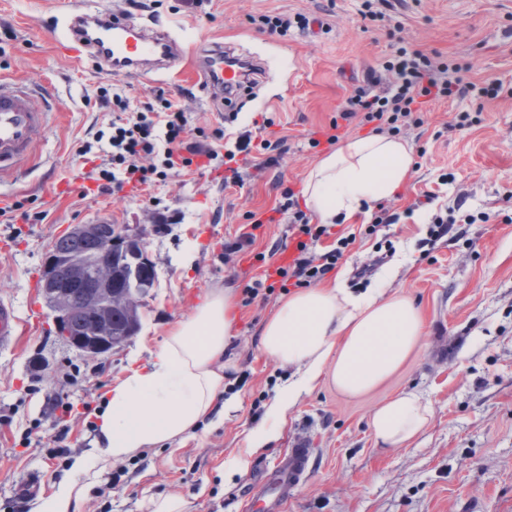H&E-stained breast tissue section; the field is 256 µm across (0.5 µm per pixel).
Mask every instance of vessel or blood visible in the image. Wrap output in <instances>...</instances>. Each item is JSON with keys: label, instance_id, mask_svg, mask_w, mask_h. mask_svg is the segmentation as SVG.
I'll return each mask as SVG.
<instances>
[{"label": "vessel or blood", "instance_id": "vessel-or-blood-1", "mask_svg": "<svg viewBox=\"0 0 512 512\" xmlns=\"http://www.w3.org/2000/svg\"><path fill=\"white\" fill-rule=\"evenodd\" d=\"M60 20L58 44L67 54L92 56L117 76L168 73L185 57L168 30L142 25L126 13L99 6L97 0H70ZM224 58L220 45L197 53V72L216 99L235 96L248 83L246 72L225 65ZM48 125V112L25 84L0 79V179L26 172L34 159V138ZM20 325L13 306L0 301V348L15 343ZM310 458V449H286L251 483L247 512H286L309 476Z\"/></svg>", "mask_w": 512, "mask_h": 512}]
</instances>
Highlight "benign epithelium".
I'll list each match as a JSON object with an SVG mask.
<instances>
[{
    "instance_id": "7a95c632",
    "label": "benign epithelium",
    "mask_w": 512,
    "mask_h": 512,
    "mask_svg": "<svg viewBox=\"0 0 512 512\" xmlns=\"http://www.w3.org/2000/svg\"><path fill=\"white\" fill-rule=\"evenodd\" d=\"M71 232L92 239H99L102 246L94 257L86 255L51 254L46 262L42 290L52 300L53 321L57 335L68 339L64 330L66 323L76 314L83 312L89 316L86 332L80 338L71 340V344L84 355L98 358L123 347L139 330L136 313L142 304V294L138 289L139 278L151 273L142 231L124 226L115 230L120 239L104 232L101 224H76ZM122 242L127 255L126 277L112 274V245ZM64 262L76 273L72 282L61 285L54 276V268ZM93 275L99 288L93 295L88 307L79 311L67 303L69 289L76 288L87 277ZM125 309L129 321L122 328L112 325V308Z\"/></svg>"
}]
</instances>
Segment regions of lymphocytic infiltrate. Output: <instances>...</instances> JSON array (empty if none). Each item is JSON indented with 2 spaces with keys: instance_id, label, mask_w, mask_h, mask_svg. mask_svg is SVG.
Returning <instances> with one entry per match:
<instances>
[{
  "instance_id": "1",
  "label": "lymphocytic infiltrate",
  "mask_w": 512,
  "mask_h": 512,
  "mask_svg": "<svg viewBox=\"0 0 512 512\" xmlns=\"http://www.w3.org/2000/svg\"><path fill=\"white\" fill-rule=\"evenodd\" d=\"M383 70L387 74L384 86L377 90L357 87L340 109L338 119L330 122L324 139H311V146H319L323 141L336 144L342 125L357 120L374 124L376 131L386 130L396 135L414 113L424 111L431 101L455 94L463 96L475 90L493 98L499 92L492 82L475 87L464 79L460 65L403 46L384 62ZM112 109L114 116L107 130L98 131L94 143L83 144L77 150L81 157L97 152L101 191L112 194L148 191L190 169L203 173L220 168L225 183H240L237 162L239 156L250 153V137L238 136L232 149L218 151L217 142L225 138L223 127L204 132L178 102L161 96L131 107L129 98L119 87L112 90ZM274 211L287 216L295 229L297 254L288 265L265 269L255 277L245 292L249 304L263 291L285 292L320 283L336 272L345 249L353 241L349 235L333 236L331 225L312 223L293 188L282 191ZM331 236L336 239L334 248L317 256L311 253V245Z\"/></svg>"
}]
</instances>
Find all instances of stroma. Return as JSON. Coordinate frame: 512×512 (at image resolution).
Returning <instances> with one entry per match:
<instances>
[{
  "instance_id": "stroma-1",
  "label": "stroma",
  "mask_w": 512,
  "mask_h": 512,
  "mask_svg": "<svg viewBox=\"0 0 512 512\" xmlns=\"http://www.w3.org/2000/svg\"><path fill=\"white\" fill-rule=\"evenodd\" d=\"M100 0L131 11L180 37L186 50L221 42L235 55L260 60L264 70L249 96L239 98L232 121L224 104L211 102L190 69L151 80L114 78L89 57L63 54L50 30L61 0H0V78L24 82L51 107V124L37 135L32 167L23 178L0 183L7 202H22L23 215L0 223V299L10 300L23 333L0 349V512H42L61 482L81 489L79 512H150V500L176 497L183 512H241L246 489L260 464L285 449L305 446L313 472L287 512H512V0H391L389 20L361 16L363 0ZM309 27L279 36L258 30L253 17L297 14ZM437 54L468 69L479 87L493 81L496 98L477 92L433 102L422 124L400 137L413 150L414 169L387 205L397 223L367 235L366 218L340 222L353 235L336 275L353 293L386 288L412 298L424 319L425 344L375 390L356 398L323 382L291 409L276 442L252 453L248 470L229 473L224 462L248 446L291 369L268 359L259 346L264 323L283 298L236 306L225 393L239 409L213 424L203 422L183 442L148 449L135 457L100 463L92 426L105 394L130 368L149 364L171 327L188 318L204 296L226 283L245 288L262 264L295 247L288 222L252 230L249 216L266 217L283 187L303 191L305 178L328 145L311 147L312 133L328 126L354 89L393 53L397 42ZM118 84L131 101L156 91L178 101L197 125L225 124L250 133L256 162L243 169L242 184L224 186L220 175L183 173L157 191L159 206L97 191L61 195L73 178L77 148L112 111L101 88ZM472 124L450 130L459 114ZM273 119L278 164L263 166L264 138L256 120ZM432 203L422 204L425 193ZM495 215L492 224H456L433 235L445 210ZM166 223H159V216ZM105 217L147 230L155 268L153 288L142 299L138 333L120 350L94 360L54 334L51 318L29 322V310L46 309L41 278L55 240L70 225ZM255 232L242 255L225 242ZM194 248L191 268L182 255ZM366 278H356L363 265ZM413 391L429 400L433 417L403 448L376 447L368 418L383 400ZM71 396L77 410L71 433L58 447L49 432L51 401ZM38 475L37 496L17 492Z\"/></svg>"
}]
</instances>
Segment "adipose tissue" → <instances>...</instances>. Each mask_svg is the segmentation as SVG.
I'll return each mask as SVG.
<instances>
[{"label": "adipose tissue", "mask_w": 512, "mask_h": 512, "mask_svg": "<svg viewBox=\"0 0 512 512\" xmlns=\"http://www.w3.org/2000/svg\"><path fill=\"white\" fill-rule=\"evenodd\" d=\"M412 149L381 134L355 137L321 158L305 181V202L321 223L351 219L373 202L397 195L413 169ZM235 292L212 291L178 322L150 366L131 369L112 388L98 416L105 456L122 460L139 451L183 441L207 419L221 421L239 408L224 395L225 358L234 323ZM424 343L415 302L385 289L355 294L342 286L307 288L282 301L260 335L264 354L294 375L254 430L249 451L276 439L278 425L299 398L330 379L349 397L364 395L395 374ZM433 416L429 401L404 391L381 402L368 426L377 444L411 443Z\"/></svg>", "instance_id": "obj_1"}]
</instances>
